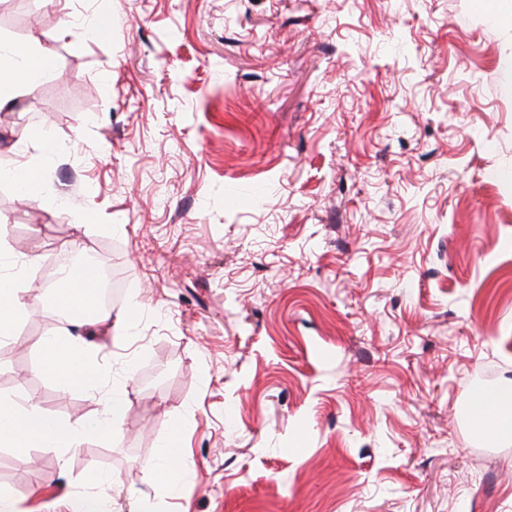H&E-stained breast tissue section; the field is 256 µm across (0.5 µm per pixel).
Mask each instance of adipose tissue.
Listing matches in <instances>:
<instances>
[{"mask_svg": "<svg viewBox=\"0 0 512 512\" xmlns=\"http://www.w3.org/2000/svg\"><path fill=\"white\" fill-rule=\"evenodd\" d=\"M51 52L36 44L17 52L0 47V105L11 100L14 92L38 84L50 71ZM29 307L14 276L0 277V341L14 336ZM110 332L114 342H122L121 320L113 319L107 309H96L86 318L64 317L56 332L38 347L54 377L61 383L91 394L102 391L99 350L90 342L92 332ZM124 390L106 397L103 417L58 419L42 409L33 397L0 396V446L9 448H57L68 452L79 448L90 437L110 438L115 426L128 410ZM472 412L478 427L488 429L499 441L512 440V387L478 391L472 396ZM186 456L180 431H172L159 460L149 466L159 491L171 495L183 478L181 463Z\"/></svg>", "mask_w": 512, "mask_h": 512, "instance_id": "adipose-tissue-1", "label": "adipose tissue"}]
</instances>
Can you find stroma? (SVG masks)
Here are the masks:
<instances>
[{
  "label": "stroma",
  "mask_w": 512,
  "mask_h": 512,
  "mask_svg": "<svg viewBox=\"0 0 512 512\" xmlns=\"http://www.w3.org/2000/svg\"><path fill=\"white\" fill-rule=\"evenodd\" d=\"M33 41L51 73L0 107V160L40 172L22 211L0 180L30 302L0 395L103 410L34 347L75 243L119 276L125 340L92 341L133 382L65 461L0 447L23 512H75L91 470L117 512H512L471 411L512 384V0H0V44ZM186 448H183L181 431L170 432L162 450L161 458L149 466L150 474L158 486V490L169 496L175 492L183 478V469L179 463L185 459Z\"/></svg>",
  "instance_id": "1"
}]
</instances>
